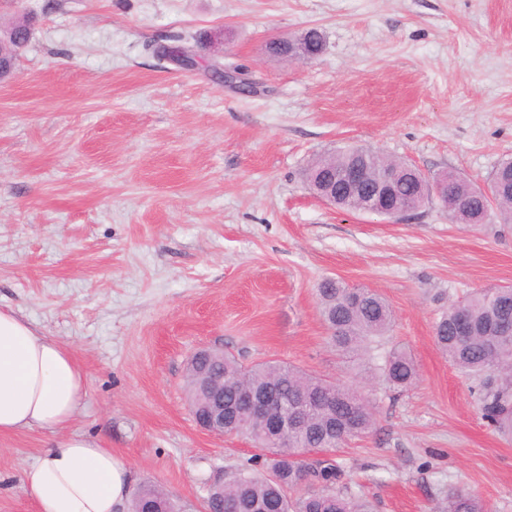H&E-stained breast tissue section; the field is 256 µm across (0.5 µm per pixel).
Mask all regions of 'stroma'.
I'll return each instance as SVG.
<instances>
[{"instance_id": "35a3bbf8", "label": "stroma", "mask_w": 512, "mask_h": 512, "mask_svg": "<svg viewBox=\"0 0 512 512\" xmlns=\"http://www.w3.org/2000/svg\"><path fill=\"white\" fill-rule=\"evenodd\" d=\"M27 15L0 82V308L86 370L72 431L127 462L131 491L205 512L210 483L267 454L194 422L187 360L221 347L371 400L373 429L331 457L375 512H432L451 487L512 512V440L433 337L448 301L512 286V228L453 223L434 198L400 223L338 210L303 178L359 144L484 186L512 157V0H0V27ZM310 28L325 39L311 63L266 52ZM181 44L194 66L158 54ZM326 277L388 301L412 387L332 347ZM52 439L0 437V512H38L24 472Z\"/></svg>"}]
</instances>
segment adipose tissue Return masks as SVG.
I'll list each match as a JSON object with an SVG mask.
<instances>
[{"label": "adipose tissue", "mask_w": 512, "mask_h": 512, "mask_svg": "<svg viewBox=\"0 0 512 512\" xmlns=\"http://www.w3.org/2000/svg\"><path fill=\"white\" fill-rule=\"evenodd\" d=\"M86 380L67 347L0 310V436L34 427L56 435L25 471L39 512H124L129 500L125 460L69 431Z\"/></svg>", "instance_id": "ef3b65f1"}]
</instances>
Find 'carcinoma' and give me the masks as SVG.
I'll return each mask as SVG.
<instances>
[{
	"label": "carcinoma",
	"mask_w": 512,
	"mask_h": 512,
	"mask_svg": "<svg viewBox=\"0 0 512 512\" xmlns=\"http://www.w3.org/2000/svg\"><path fill=\"white\" fill-rule=\"evenodd\" d=\"M307 54L324 45L316 29L300 34ZM353 160H363L371 176L385 168L401 171L408 164L400 159L357 145H346L315 157L304 171L310 190L319 177L338 170ZM429 180L407 174L394 186L399 203H424L429 198ZM441 201L449 220L462 224H485L496 219L512 224V159L492 172L487 188L476 187L455 176ZM321 316L334 344L345 354L375 363L382 381L393 390L409 387L417 377L412 358L403 350H384V339L393 324V312L378 293L354 288L338 278H325L317 288ZM474 327L470 336H459L460 314ZM512 320V286L481 289L462 301L451 302L434 325L437 346L448 360L472 379L473 394L484 419L494 430L512 437V334L497 336L498 323ZM206 371L224 375V403H231L241 387L262 389L276 383L292 408L302 401L313 404L304 425L290 428L271 439L257 433L253 442L271 450L262 461H254L211 486L212 497H224L235 505L234 512H372L362 496L348 492L344 471L327 458L304 461L297 449L327 450L345 439L368 433L374 426L370 402L349 387L309 374L284 361L244 365L226 352L215 350L200 360L186 375L189 403L201 396L198 374ZM159 501L168 512H182L174 496L155 485L141 487L133 499L132 512H146ZM437 512H485L483 502L461 490L448 489Z\"/></svg>",
	"instance_id": "cac0c4a2"
}]
</instances>
